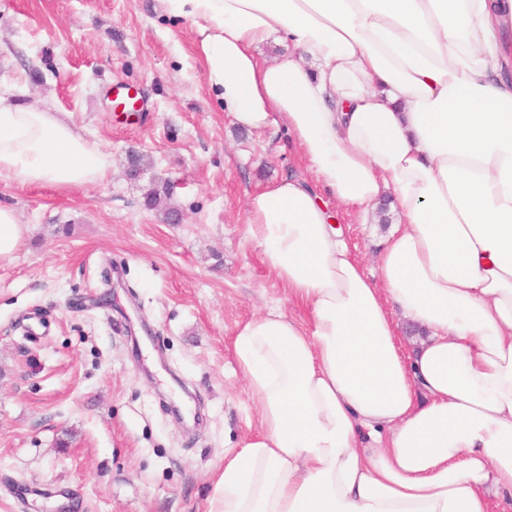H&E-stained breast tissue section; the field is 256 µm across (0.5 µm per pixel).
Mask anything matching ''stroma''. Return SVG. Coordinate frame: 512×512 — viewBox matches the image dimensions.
Here are the masks:
<instances>
[{"mask_svg":"<svg viewBox=\"0 0 512 512\" xmlns=\"http://www.w3.org/2000/svg\"><path fill=\"white\" fill-rule=\"evenodd\" d=\"M194 39L160 0H0V85L69 113L111 167L70 190L0 183L26 226L0 259V512H207L225 449L259 430L231 338L291 306L247 201L310 174L284 125L224 112ZM115 83L141 112L113 110ZM166 182L182 223L145 204ZM338 221L375 273L390 225Z\"/></svg>","mask_w":512,"mask_h":512,"instance_id":"stroma-1","label":"stroma"}]
</instances>
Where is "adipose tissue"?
Listing matches in <instances>:
<instances>
[{
  "instance_id": "adipose-tissue-1",
  "label": "adipose tissue",
  "mask_w": 512,
  "mask_h": 512,
  "mask_svg": "<svg viewBox=\"0 0 512 512\" xmlns=\"http://www.w3.org/2000/svg\"><path fill=\"white\" fill-rule=\"evenodd\" d=\"M241 126L280 122L313 182L250 196L246 235L304 317L238 326L259 432L208 512L512 508V0H161ZM285 43L296 57L268 60ZM109 175L66 113L0 89V182ZM399 216L375 274L323 195ZM425 333L400 350L393 313Z\"/></svg>"
}]
</instances>
